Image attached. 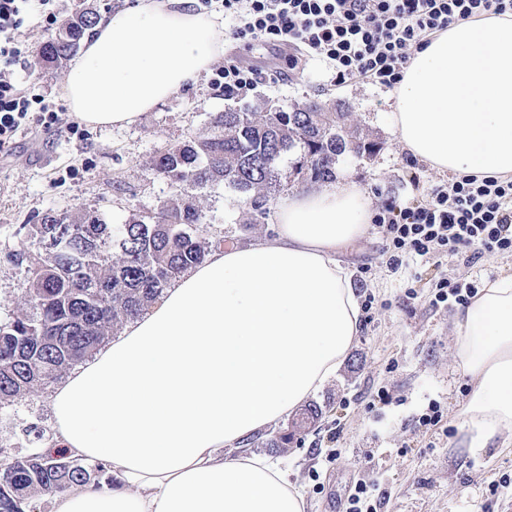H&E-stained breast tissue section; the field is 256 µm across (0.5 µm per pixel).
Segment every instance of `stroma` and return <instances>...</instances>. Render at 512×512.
Masks as SVG:
<instances>
[{
    "instance_id": "1",
    "label": "stroma",
    "mask_w": 512,
    "mask_h": 512,
    "mask_svg": "<svg viewBox=\"0 0 512 512\" xmlns=\"http://www.w3.org/2000/svg\"><path fill=\"white\" fill-rule=\"evenodd\" d=\"M289 55L260 40L227 37L216 65L231 59L271 74ZM210 75L182 88L143 113L128 127L84 129L70 137L43 129L18 134L0 149V320L29 309L27 267L13 258L25 241V227L49 212H98L113 223L158 212L179 193L165 179L151 175L157 152L202 134L207 115L225 107L291 104L312 98L342 101L351 120L377 142L373 155L346 154L336 164L337 177L348 176L367 188L374 205L388 197L415 196L413 178L424 183L450 182L424 163L409 167L398 135L388 121L394 109L392 92L365 82L344 85L332 79L331 66L298 57L287 79L260 85L244 95L228 96L212 87ZM300 181H282L269 197L264 227H252L243 196L218 185L190 191L206 214L210 237L243 243L272 234L277 204L288 192L304 190ZM339 258L353 271L359 297L373 296L370 312L335 379L313 401L323 410L316 428L298 434L280 455L307 495V512H342L356 482H365L377 500V512H512V486L491 493L503 475H512V437L494 439L482 452L457 447L462 437L459 413L470 379L453 357L457 309L430 307L427 296L404 303L413 274L430 279L436 273L486 282L512 273V256L502 255L465 266L440 268L416 264L388 268L376 227ZM53 385L35 387L22 399L0 406V449L14 455L34 452L39 442H51L54 420L50 402ZM388 402H380L379 392ZM438 403V426L418 423L429 403ZM42 440L27 437L29 427Z\"/></svg>"
}]
</instances>
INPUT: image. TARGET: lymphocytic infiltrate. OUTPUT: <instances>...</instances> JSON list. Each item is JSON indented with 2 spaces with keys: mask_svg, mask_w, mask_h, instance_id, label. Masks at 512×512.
<instances>
[{
  "mask_svg": "<svg viewBox=\"0 0 512 512\" xmlns=\"http://www.w3.org/2000/svg\"><path fill=\"white\" fill-rule=\"evenodd\" d=\"M51 0H0V146L39 123L44 129L79 134L77 122L61 117L36 86H21L13 67L32 55L25 28L40 15L45 30L65 21ZM200 13H224L238 37L268 40L304 50L333 64L335 80L364 79L394 89L411 57L451 25L487 15H512V0H196ZM382 234L391 269L441 258L472 265L512 255V180L462 175L431 184L420 201L391 200L372 218ZM476 283L441 277L431 284L435 308L466 306Z\"/></svg>",
  "mask_w": 512,
  "mask_h": 512,
  "instance_id": "lymphocytic-infiltrate-1",
  "label": "lymphocytic infiltrate"
}]
</instances>
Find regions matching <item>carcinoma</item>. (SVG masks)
<instances>
[{"instance_id": "1", "label": "carcinoma", "mask_w": 512, "mask_h": 512, "mask_svg": "<svg viewBox=\"0 0 512 512\" xmlns=\"http://www.w3.org/2000/svg\"><path fill=\"white\" fill-rule=\"evenodd\" d=\"M99 14L67 20L42 47L41 65L57 66L80 46ZM342 102L244 106L208 116L207 134L158 153L150 171L179 189L220 183L250 201V224L263 223V203L284 178L319 182L336 177L339 157L371 155L377 144L347 123ZM297 153L287 173L279 162ZM204 213L194 202L169 200L158 215L112 224L96 212L45 214L28 228L16 253L27 263L30 311L0 322V406L53 382L88 357L114 327L139 317L187 270L226 240L206 237ZM294 437L284 432L249 445L277 451ZM104 472L59 452L0 454V512H24L28 497L57 493L73 483H95Z\"/></svg>"}]
</instances>
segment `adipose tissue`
Instances as JSON below:
<instances>
[{"mask_svg":"<svg viewBox=\"0 0 512 512\" xmlns=\"http://www.w3.org/2000/svg\"><path fill=\"white\" fill-rule=\"evenodd\" d=\"M193 0H138L94 26L61 88L85 126L134 124L224 50ZM389 115L403 149L440 173L512 178V16L463 21L416 51ZM274 236L211 252L54 392L51 449L110 481L59 492L53 512H306L287 471L240 443L336 375L361 331L338 251L372 220L351 179L283 197ZM470 379L461 447L512 436V273L456 317Z\"/></svg>","mask_w":512,"mask_h":512,"instance_id":"ef3b65f1","label":"adipose tissue"}]
</instances>
